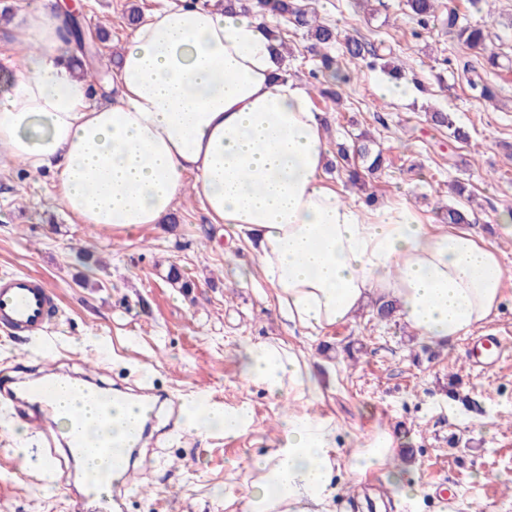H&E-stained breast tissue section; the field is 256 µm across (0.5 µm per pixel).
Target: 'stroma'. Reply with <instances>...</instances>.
Wrapping results in <instances>:
<instances>
[{"mask_svg":"<svg viewBox=\"0 0 512 512\" xmlns=\"http://www.w3.org/2000/svg\"><path fill=\"white\" fill-rule=\"evenodd\" d=\"M302 9L339 33L330 53L350 80L340 101L313 96L322 112L329 148L354 146L368 132L384 165L365 180L378 204L406 202L422 223L443 224L439 203L458 205L455 185L473 197L468 228L494 242L509 273L505 299L477 335H512V237L501 234L500 209L512 208V68L486 67L481 54L449 39L445 20L456 9L486 25L502 59L512 60V0H496L492 15L475 12L470 0H437L436 13L419 26L405 0H296ZM47 0H0V94L15 75L17 52L11 26L24 6ZM85 30L108 39L86 77L98 96L118 63L131 9L146 13L161 0H74ZM287 46L284 68L311 84L319 59L304 29L286 17H266ZM358 39L404 61L408 93L387 100L376 93L387 82L381 67L353 63L345 42ZM476 67L494 89L493 99L473 97L464 65ZM451 114L470 135L457 142L431 121ZM177 266L190 291L167 278ZM256 254L243 236L211 224L195 193L181 201L170 223L139 229L95 228L76 223L62 206L57 181L11 164L0 169V275L26 273L45 280L56 296L58 322L41 342L0 328V380L46 369L63 374L97 373L105 383L139 386L152 375L156 386L184 402L206 392L227 407L248 404L253 423L237 437L196 434L161 420L142 450L143 467L131 483L129 512H244L254 457L274 447L290 412L332 421L337 445L388 433L395 455L390 467L354 481L340 472V489L327 512H348L351 501L376 512H512V360L479 373L462 358L465 339L428 342L400 320L377 319L364 308L326 334L293 328L275 296L255 276ZM281 342L303 356L315 388L309 402H292L243 378L247 347ZM435 358L423 353V346ZM456 374L467 404L448 399ZM23 409L0 398V512H72L69 483H46L40 469L14 466L38 457L40 430L15 424Z\"/></svg>","mask_w":512,"mask_h":512,"instance_id":"obj_1","label":"stroma"}]
</instances>
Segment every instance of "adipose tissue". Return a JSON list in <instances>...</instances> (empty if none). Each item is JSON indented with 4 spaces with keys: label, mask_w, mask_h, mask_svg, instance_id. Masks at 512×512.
<instances>
[{
    "label": "adipose tissue",
    "mask_w": 512,
    "mask_h": 512,
    "mask_svg": "<svg viewBox=\"0 0 512 512\" xmlns=\"http://www.w3.org/2000/svg\"><path fill=\"white\" fill-rule=\"evenodd\" d=\"M13 29L21 67L0 96V162L54 171L80 223L163 224L192 189L213 223L253 244L293 326L321 334L370 300H392L416 334L445 343L496 315L506 271L494 245L421 223L404 202L357 206L325 182L321 115L257 20L167 0L135 22L104 102L69 62L61 9L20 11ZM244 376L296 401L310 384L296 354L271 342L246 350ZM58 396L61 417H83L82 469L102 470L96 444L111 428L68 386ZM251 423L245 404L184 420L227 435ZM393 454L388 434L343 451L331 421L290 413L277 448L251 464L245 512H324L337 468L357 479Z\"/></svg>",
    "instance_id": "ef3b65f1"
}]
</instances>
